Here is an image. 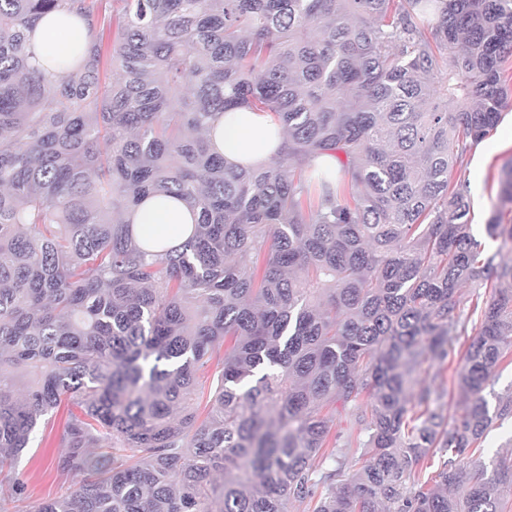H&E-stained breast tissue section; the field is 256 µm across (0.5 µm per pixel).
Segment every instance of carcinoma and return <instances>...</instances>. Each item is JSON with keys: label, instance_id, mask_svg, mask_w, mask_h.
<instances>
[{"label": "carcinoma", "instance_id": "obj_1", "mask_svg": "<svg viewBox=\"0 0 512 512\" xmlns=\"http://www.w3.org/2000/svg\"><path fill=\"white\" fill-rule=\"evenodd\" d=\"M115 2L0 0V512L64 402L73 489L34 512H504L512 456L476 453L512 419L483 395L512 365V168L494 252L454 171L512 101V0ZM55 11L87 44L47 75ZM243 106L286 133L262 166L206 137ZM149 197L187 240L133 234ZM61 14L44 17L36 26L31 39L34 58L32 64L40 70H54L58 58L70 56L84 47L87 29L83 22L73 25ZM128 219L130 224H134V233L138 236L140 224H158L159 232L170 238L172 245L183 242L191 224H194L192 213L182 203L170 198L148 200L133 211Z\"/></svg>", "mask_w": 512, "mask_h": 512}]
</instances>
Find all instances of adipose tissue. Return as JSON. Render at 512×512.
Wrapping results in <instances>:
<instances>
[{"instance_id": "ef3b65f1", "label": "adipose tissue", "mask_w": 512, "mask_h": 512, "mask_svg": "<svg viewBox=\"0 0 512 512\" xmlns=\"http://www.w3.org/2000/svg\"><path fill=\"white\" fill-rule=\"evenodd\" d=\"M85 25H74L64 15L51 14L36 26L31 39L32 63L41 70L53 69L57 59L70 56L86 43ZM277 125L265 112L235 109L219 116L209 138L213 149L233 164L259 166L271 154L273 135ZM131 224H155L172 244L186 238L185 232L194 222L192 213L174 199H152L138 207L129 216Z\"/></svg>"}]
</instances>
